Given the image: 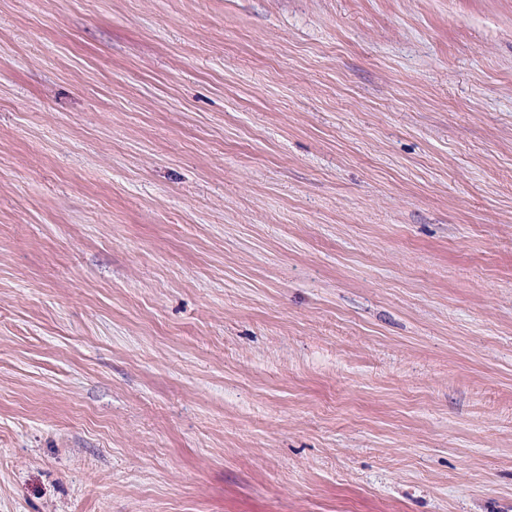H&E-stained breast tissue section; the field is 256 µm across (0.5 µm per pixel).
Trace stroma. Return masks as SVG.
<instances>
[{"instance_id":"1","label":"stroma","mask_w":512,"mask_h":512,"mask_svg":"<svg viewBox=\"0 0 512 512\" xmlns=\"http://www.w3.org/2000/svg\"><path fill=\"white\" fill-rule=\"evenodd\" d=\"M0 512H512V0H0Z\"/></svg>"}]
</instances>
